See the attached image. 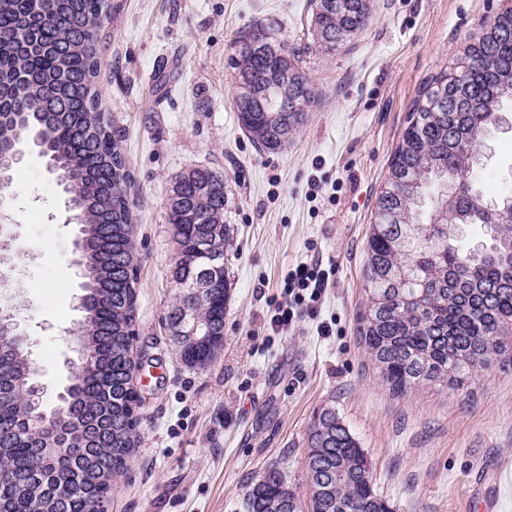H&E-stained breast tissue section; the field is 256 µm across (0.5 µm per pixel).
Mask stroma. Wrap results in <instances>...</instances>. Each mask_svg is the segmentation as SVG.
<instances>
[{
	"label": "stroma",
	"instance_id": "1",
	"mask_svg": "<svg viewBox=\"0 0 512 512\" xmlns=\"http://www.w3.org/2000/svg\"><path fill=\"white\" fill-rule=\"evenodd\" d=\"M109 2L97 83L134 177L141 355L140 439L110 512H244L272 465L307 497V432L323 408L363 448L391 512H482V485L497 491L498 512H512V372L489 371L466 397H396L357 332L376 197L413 103L503 0H371L366 30L333 52L312 39L308 0ZM260 23L300 51L318 92L307 124L274 152L239 128L228 64ZM487 142L479 187L510 197L512 123ZM197 165L223 174L234 226L224 348L202 369L181 362L164 324L177 292L165 203L176 176ZM68 217L54 177L28 155L0 200V225L18 246L0 298L18 308L49 404L77 358L81 279ZM317 261L332 274L316 315L274 333L289 270Z\"/></svg>",
	"mask_w": 512,
	"mask_h": 512
}]
</instances>
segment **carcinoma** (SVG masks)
Returning a JSON list of instances; mask_svg holds the SVG:
<instances>
[{
	"label": "carcinoma",
	"mask_w": 512,
	"mask_h": 512,
	"mask_svg": "<svg viewBox=\"0 0 512 512\" xmlns=\"http://www.w3.org/2000/svg\"><path fill=\"white\" fill-rule=\"evenodd\" d=\"M310 3L311 35L327 52L370 22L369 0ZM110 11L109 0H0V156L30 143L53 164L77 227L80 288L91 307L71 329L85 357L59 409L35 421L22 398L0 407V469H27L26 481L0 483V512H108L138 443L128 354L138 308L132 176L97 85L99 31ZM230 67L241 81L237 97L250 103L237 113L243 131L264 150L286 148L317 100L300 52L258 24L239 37ZM272 86L288 88L279 111L266 98ZM506 102L512 6L425 83L376 199L359 336L394 396L432 386L467 396L484 373L512 370V213L490 228L481 250L452 244L451 225L438 222L453 211L465 224L483 223L474 154ZM460 174L466 191L454 195L448 184ZM226 212L221 173L195 166L176 177L166 202L176 244L171 277L184 289L200 279L206 286L193 301L205 338L180 343L191 368H205L224 347ZM29 363L27 344L13 343L12 375L29 380ZM307 444L306 501L270 466L247 492L246 512H389L366 454L334 410L314 416Z\"/></svg>",
	"instance_id": "carcinoma-1"
}]
</instances>
